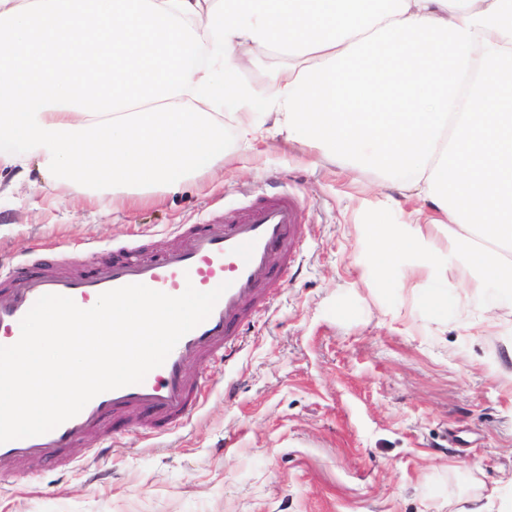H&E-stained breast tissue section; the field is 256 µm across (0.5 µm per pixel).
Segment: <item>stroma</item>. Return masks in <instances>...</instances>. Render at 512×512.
<instances>
[{
    "mask_svg": "<svg viewBox=\"0 0 512 512\" xmlns=\"http://www.w3.org/2000/svg\"><path fill=\"white\" fill-rule=\"evenodd\" d=\"M224 144L229 162L138 208L108 194L90 207L63 187L0 195V263L74 275L122 247L166 251L179 225L283 192L307 228L233 356L189 366L210 390L185 427L121 413L107 425L115 446L82 440L66 472L16 462L0 512H448L475 484L496 489L491 512L511 505L512 315L492 322L486 308L512 291L407 287L400 260L379 276L364 227L400 218L373 171L271 138L244 150L230 124ZM86 244L89 259L72 261Z\"/></svg>",
    "mask_w": 512,
    "mask_h": 512,
    "instance_id": "1",
    "label": "stroma"
}]
</instances>
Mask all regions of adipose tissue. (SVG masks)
Instances as JSON below:
<instances>
[{"label": "adipose tissue", "instance_id": "ef3b65f1", "mask_svg": "<svg viewBox=\"0 0 512 512\" xmlns=\"http://www.w3.org/2000/svg\"><path fill=\"white\" fill-rule=\"evenodd\" d=\"M228 122L417 200L369 225L381 270L512 288V0H0V170L30 193L144 204L223 159Z\"/></svg>", "mask_w": 512, "mask_h": 512}]
</instances>
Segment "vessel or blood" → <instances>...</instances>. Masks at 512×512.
I'll return each instance as SVG.
<instances>
[{"instance_id":"obj_1","label":"vessel or blood","mask_w":512,"mask_h":512,"mask_svg":"<svg viewBox=\"0 0 512 512\" xmlns=\"http://www.w3.org/2000/svg\"><path fill=\"white\" fill-rule=\"evenodd\" d=\"M303 230L299 202L283 195L252 207L232 223L181 227L179 244L164 252L143 256L137 248H127L92 274L40 272L23 264L1 268L0 279L10 288L0 297V346L18 341L21 319L45 294L70 297L88 309L100 294L134 283L171 296L182 294L189 285L201 291L221 285L225 291L210 316L187 333L143 382L97 395L48 433L0 443V480L19 458L70 468V448L88 435L104 434L106 421L120 411L147 410L165 426L180 427L203 405L208 387L207 380L188 377L187 365L221 361L236 349L252 310L265 304V285L275 270L287 267Z\"/></svg>"}]
</instances>
